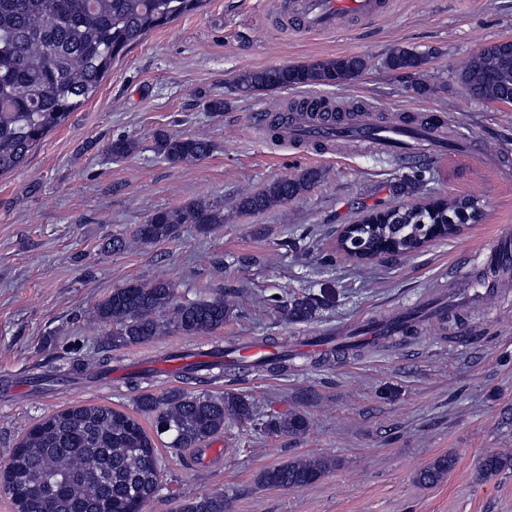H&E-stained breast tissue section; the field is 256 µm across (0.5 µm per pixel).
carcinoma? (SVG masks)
Masks as SVG:
<instances>
[{
    "instance_id": "carcinoma-1",
    "label": "carcinoma",
    "mask_w": 512,
    "mask_h": 512,
    "mask_svg": "<svg viewBox=\"0 0 512 512\" xmlns=\"http://www.w3.org/2000/svg\"><path fill=\"white\" fill-rule=\"evenodd\" d=\"M206 0H0V177L16 169L29 151L52 130L65 123L112 71V63L128 47L155 29L199 10ZM427 55L408 47L393 49L387 68L402 76L421 72ZM364 61L343 55L249 70L236 78L244 96L288 88L342 85L357 77ZM458 77L481 101L512 99V40L481 47L467 56ZM305 119L299 104L285 106L271 120V137ZM138 143L118 137L108 153L115 159L133 155ZM215 144L204 136L154 135L157 155L173 164H196L213 153ZM319 172L278 179L235 200L240 213L260 214L282 206L318 181ZM483 212L473 196L446 199L427 194L420 204L396 206L393 212L374 211L361 220L374 254L391 243L400 254L420 248L422 224L476 223ZM224 223V207L194 199L177 208L161 209L133 230L131 237H115L111 247L122 251L133 244H154L175 238L189 224L206 235ZM321 301L295 297L284 305L287 317H312ZM97 318L112 325V346L144 344L164 330L183 336H209L224 327L231 307L223 293L193 302L176 300L169 280L135 281L115 288L95 309ZM224 366L189 375L201 384L223 377ZM138 411L153 417L151 429L122 410L105 405H72L33 424L11 451L12 465L0 472V488L12 499L16 512H144L159 489L160 467L156 442L168 438L170 448H197L224 431L228 420L249 421L253 408L245 396L226 391H187L171 388L160 394L143 393ZM307 427L300 414L267 423L276 432L300 434ZM456 465V458L441 455L416 474L417 483L440 482ZM329 468L322 458L300 457L265 469L257 477L263 487L298 489ZM512 470V455L491 451L476 467L483 483ZM47 479L59 488L38 494L27 488L35 479ZM224 495L206 494L185 502L181 512H224Z\"/></svg>"
}]
</instances>
